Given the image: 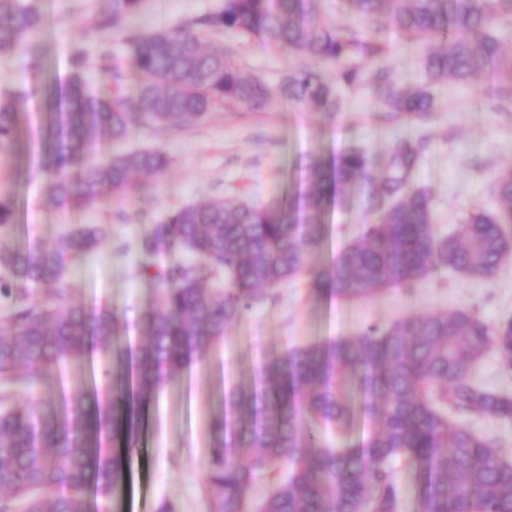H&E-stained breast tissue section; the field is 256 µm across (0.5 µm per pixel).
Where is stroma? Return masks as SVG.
Here are the masks:
<instances>
[{
	"label": "stroma",
	"mask_w": 512,
	"mask_h": 512,
	"mask_svg": "<svg viewBox=\"0 0 512 512\" xmlns=\"http://www.w3.org/2000/svg\"><path fill=\"white\" fill-rule=\"evenodd\" d=\"M224 0H144L131 31L145 34L218 10ZM46 25L35 46L43 68L30 73L26 55L0 53V98L15 97L27 115L16 152L0 155V196L14 201V244L59 243L83 224H108L112 236L83 256L68 277L69 300L89 307L111 308L129 335L154 302L158 287L138 273L136 256L121 255L116 245L152 232L174 210L214 198L245 199L266 204L298 192L311 155L366 146L384 162L392 146L393 126L370 78L377 64L393 77L432 93L435 109L426 126L431 145L414 176L415 185L433 197L440 233H452L473 210L495 206V175L512 165V114L494 111L489 73L468 85L429 80L419 54L406 36L389 33L379 60L362 62L361 84L340 88L339 112H311L277 95L276 89L309 59L231 31L209 32L205 42L223 45L227 57L249 77L263 80L274 94L259 110L241 105L210 112L207 119L182 127L147 128L131 123L125 141L98 143L95 160L149 148L163 150L168 167L143 177L144 194L118 201L105 198L91 207L52 200L47 173L37 154L43 119L52 111L58 88L68 82V51L86 47L87 84L106 97L111 79L97 64L108 56L121 66L122 85L134 95L144 78L132 66L126 38L105 37L85 43L81 30L96 0H36ZM360 196L341 201L328 213L329 237L309 266L327 263L353 240L363 218ZM305 276L277 288L273 301L256 306L234 324L223 341L210 347L202 362L185 368L141 409L142 451L131 465L127 512H157L173 503L178 512H209L204 462L210 427L222 410L224 392L251 375L269 355L291 346L324 343L357 335L364 326H386L403 315L475 310L496 324L512 317V256L488 282L440 272L411 289L388 290L362 302L327 303L309 296Z\"/></svg>",
	"instance_id": "obj_1"
}]
</instances>
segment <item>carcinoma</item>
I'll use <instances>...</instances> for the list:
<instances>
[{"label":"carcinoma","mask_w":512,"mask_h":512,"mask_svg":"<svg viewBox=\"0 0 512 512\" xmlns=\"http://www.w3.org/2000/svg\"><path fill=\"white\" fill-rule=\"evenodd\" d=\"M309 0H224L221 9L188 24L132 40V65L147 81L132 98L116 91L100 98L86 86L88 54L70 53L71 75L59 99L65 122L44 145L47 192L55 200L94 206L138 189L134 173L159 174L167 157L143 150L106 164L84 161L87 148L126 137L131 117L145 127L205 119L224 103L263 107L273 90L242 75L220 44L203 31L230 30L311 56L353 86L357 54L379 55L386 31L418 41L433 80L465 82L491 69L494 90L512 102V53L503 50L500 22L512 18V0H346L366 28H333L317 20ZM143 0H97L84 25L87 39L125 31ZM45 25L28 0H0V52H28ZM373 85L390 118L421 124L433 112L424 89L394 80L384 66ZM280 93L315 112L338 111L337 87L308 66L288 75ZM20 102L0 100V153L16 147ZM429 138L399 136L379 175L362 146L336 156L313 155L305 187L267 205L213 199L172 212L154 233L120 244L155 270L159 295L132 340L110 308L65 302L72 264L96 250L107 225L77 227L55 248H15L7 239L12 201L0 198V381L31 387L52 368L72 361L105 363L107 381L57 399L30 394L11 407L0 391V512H111L123 497L137 444L135 404L150 401L178 371L272 291L297 276L324 249V214L341 196L366 186L368 215L355 239L330 262L309 270L315 298L359 301L415 284L438 271L490 280L512 252V167L496 175L497 207L472 213L451 235L439 232L429 192L411 182ZM178 248L190 259L167 266L150 260ZM48 288L37 303L31 289ZM487 350L512 372V319L483 321L468 309L403 316L387 327L366 326L353 338L294 346L262 362L257 373L224 400L212 424L207 461L210 512H400L396 464L419 469L421 512H512V461L495 438L448 416L512 421V394L473 380ZM360 438L333 448L323 434ZM124 436L126 448L109 447ZM261 480L268 491L251 501ZM52 496L42 497L40 491Z\"/></svg>","instance_id":"1"}]
</instances>
